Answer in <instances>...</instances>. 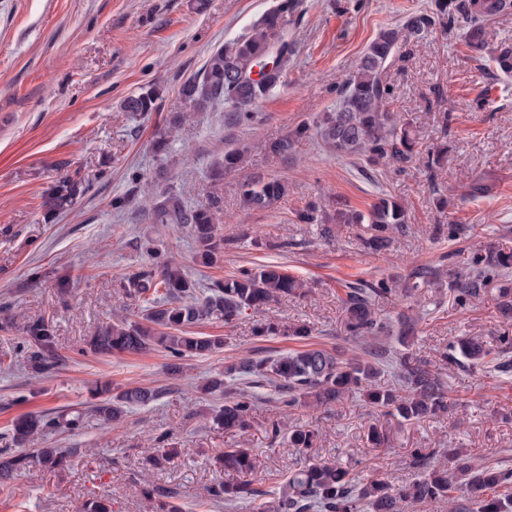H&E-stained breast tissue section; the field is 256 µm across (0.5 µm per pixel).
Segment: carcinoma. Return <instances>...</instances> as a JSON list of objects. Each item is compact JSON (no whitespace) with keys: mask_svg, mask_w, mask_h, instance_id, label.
I'll use <instances>...</instances> for the list:
<instances>
[{"mask_svg":"<svg viewBox=\"0 0 512 512\" xmlns=\"http://www.w3.org/2000/svg\"><path fill=\"white\" fill-rule=\"evenodd\" d=\"M300 0H275L251 28L210 53L198 73L186 79L181 97L191 110L202 111L222 101L230 105L236 120L248 123L257 105L283 83L285 71L294 55L293 45L285 38L288 17L295 13ZM474 10L468 20L467 45L479 49L483 45V15L504 7L503 0H473ZM456 6L452 0H434L428 11L411 12L402 29H385L370 43L356 69L340 88V100L334 112H324L313 123L298 125L284 138L270 146L276 156L286 157L296 142L315 138L336 151L356 156L365 168L393 166L404 168L417 155V142L410 126L398 123L387 109L389 85L388 62L404 40L419 38L436 25L452 18ZM282 44L274 67L266 69L276 44ZM257 76H252L254 68ZM159 91L143 87L123 99L126 112L147 115L158 109ZM184 115L173 118L168 131L154 142L158 154L168 149L171 132L180 127ZM243 151H224L222 162L213 168L211 177L218 182L224 173L238 167ZM89 190L88 184L69 175L56 178L42 194V218L51 224L69 213ZM286 183L277 178H254L240 188V199L248 209H266L282 199ZM218 198L207 207L191 208L176 195L167 193L150 212L154 224H181L190 233L195 246V259L205 267L215 266L224 257V236L215 224ZM296 218L305 224H318L321 235L330 238L332 225L353 224L360 228V240L375 253L386 251L397 233L408 229L405 207L393 197L382 194L362 211L339 200L333 213H326L311 203ZM150 266L132 276L115 280V287L140 303L136 318L129 316L101 324L89 336L82 354L110 358L116 354H138L160 350L167 356L166 370L171 376L183 371L187 358L204 357L224 345L222 337L194 331L207 321L222 319L224 325L243 321L249 311L278 303L286 297L305 293V284L285 272L282 266L263 264L240 267L222 279H209L203 289L198 280L180 263L162 260L152 248ZM500 282L501 314L512 317V258L495 253L493 247L473 257L466 269H442L417 265L405 280L393 276L373 282H341L337 297L343 313L344 332L353 341L379 340L396 335L401 349L390 354L376 345L364 351L365 358L345 359L325 349L294 351L276 359L237 358L224 366V371L206 379L202 391L224 396L213 420L226 431H246L252 426V414L259 400V390L270 389L279 404L293 408H329L346 397L360 395L371 406L401 418L405 422L421 420L448 412V392L443 382L430 369L428 362L413 351L412 318L399 314L397 324L384 321L374 310L378 297L408 298L426 284L448 289L455 303L468 307L492 280ZM16 330V357L23 360L36 376L52 373L68 360L58 351L51 321L29 320L18 326L13 318L0 321V331ZM257 336H293L306 338L305 326H288L268 322L255 328ZM447 365L462 370L491 368L502 374L512 372V333L503 330L496 345L475 338H455L440 353ZM392 373L396 385L383 387L377 378ZM165 393L162 387H114L106 382L96 387L95 402L84 409H61L50 413H29L15 419L6 434L8 445L0 450V483L5 484L30 466L38 463L48 469H63L80 454L78 448H32L36 436L49 433L73 434L94 418L110 427L123 421L127 412L147 406ZM317 435L298 428L288 437L294 448H312ZM154 455L150 461L159 464L178 454L169 446L165 435L154 437ZM218 468L246 475L255 468L252 450L226 448L215 456ZM410 465L419 470L405 484L382 479L363 480L349 469L334 463L308 461L288 476L283 491L274 505L275 512H402L407 503L455 499L454 493L467 492L468 502L457 505L459 512H512V468L497 463L477 462L469 454L448 449L447 461L434 460L433 454L415 448ZM150 503L149 512H183L177 503V492L163 486L142 491ZM260 495L253 483L218 482L209 489V499L227 512L245 499Z\"/></svg>","mask_w":512,"mask_h":512,"instance_id":"1","label":"carcinoma"}]
</instances>
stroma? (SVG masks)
Returning <instances> with one entry per match:
<instances>
[{
    "label": "stroma",
    "instance_id": "1",
    "mask_svg": "<svg viewBox=\"0 0 512 512\" xmlns=\"http://www.w3.org/2000/svg\"><path fill=\"white\" fill-rule=\"evenodd\" d=\"M456 2L461 9L447 27L402 45L388 68V109L409 124L417 158L405 169L386 167L369 176L358 158L336 156L313 139L285 157L269 146L316 114L333 111L341 85L377 33L401 27L408 13L429 9L432 0H301L287 25L297 53L254 120L236 123L222 104L190 112L163 157L153 150L159 131L176 113L189 112L180 85L214 47L246 32L275 0H205L201 6L196 0H0V229H10L6 236L0 232V313L20 324L49 319L67 357L45 378L17 365L0 370V436L18 416L85 406L98 381L167 389L119 426L92 421L76 434L36 439L35 447L80 454L65 469L36 465L0 485V512H83L92 497L109 502L112 512H148L141 495L147 484L174 488L185 512H217L208 489L232 479L214 463L226 448L252 449L257 467L249 479L263 492L260 502L238 503L234 512L273 504L285 478L308 457L394 483L415 477L413 448L438 457L461 448L512 468V373L461 370L440 360L449 339L477 337L491 345L503 331L493 283L465 309L447 289L432 286L408 301H375L380 316L408 310L419 317L413 349L448 384L444 416L407 425L351 397L329 408L288 410L265 391L251 428L228 432L212 420L223 398L200 389L234 358H276L313 347L358 351L343 331L339 281L402 278L421 264L463 268L490 245L512 255V75L495 61L501 47H512V4L489 18L485 44L476 51L465 40L462 9L470 0ZM148 84L160 91L157 112L124 111L122 100ZM236 146L245 149L242 163L212 182L214 162ZM441 147L446 160L428 170V153ZM66 174L90 188L71 213L44 223L41 194ZM257 177L281 178L287 196L266 210L243 208L240 186ZM475 182L485 187L476 197L469 193ZM168 191L192 207L220 196L215 222L228 242L220 264L195 263L183 225L148 221V208ZM382 193L403 203L409 215L408 231L395 235L382 254L364 248L353 225L335 227L327 239L318 225L296 218L313 201L330 211L342 197L363 210ZM450 224L460 227L456 239L437 237V228ZM148 240L197 279L275 263L307 281L309 292L230 327L200 324V332L222 336L224 347L185 360L177 377L167 374L159 352L80 355L97 326L136 311L113 282L149 265ZM36 270L41 279H33ZM56 270L70 274L69 295L59 294ZM268 321L304 324L311 334L304 340L255 335L254 326ZM274 422L281 429L275 440L269 436ZM372 425L386 437L381 446L367 439ZM296 428L317 433L314 448L304 453L289 445ZM163 432L181 453L155 467L146 460L150 439Z\"/></svg>",
    "mask_w": 512,
    "mask_h": 512
}]
</instances>
